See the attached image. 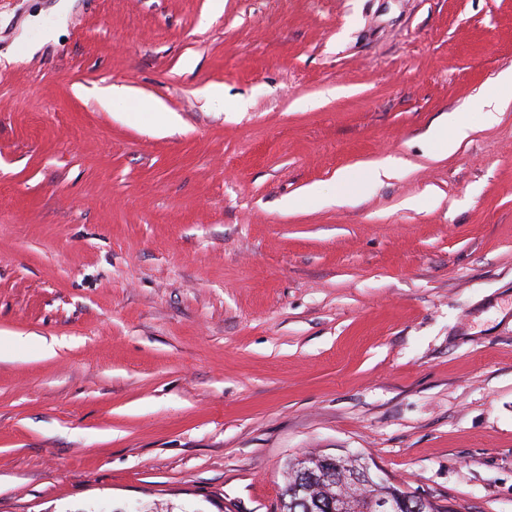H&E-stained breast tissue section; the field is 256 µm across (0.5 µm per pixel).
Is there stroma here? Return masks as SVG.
Listing matches in <instances>:
<instances>
[{"label": "stroma", "instance_id": "stroma-1", "mask_svg": "<svg viewBox=\"0 0 512 512\" xmlns=\"http://www.w3.org/2000/svg\"><path fill=\"white\" fill-rule=\"evenodd\" d=\"M58 3L0 0V512H280L308 454L512 512V0ZM448 127L452 130L451 137H448ZM469 127L463 122L459 112L448 114L445 123L432 127L428 133V140L436 146H447L448 152H452L454 148L468 136Z\"/></svg>", "mask_w": 512, "mask_h": 512}]
</instances>
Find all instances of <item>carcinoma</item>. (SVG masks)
I'll list each match as a JSON object with an SVG mask.
<instances>
[{"mask_svg": "<svg viewBox=\"0 0 512 512\" xmlns=\"http://www.w3.org/2000/svg\"><path fill=\"white\" fill-rule=\"evenodd\" d=\"M344 494L345 512H376L378 501L389 498L397 487L377 482L363 497L347 485ZM336 495V471L331 458L312 456L288 464L287 482L282 489L281 512H305L304 502L327 503Z\"/></svg>", "mask_w": 512, "mask_h": 512, "instance_id": "cac0c4a2", "label": "carcinoma"}]
</instances>
